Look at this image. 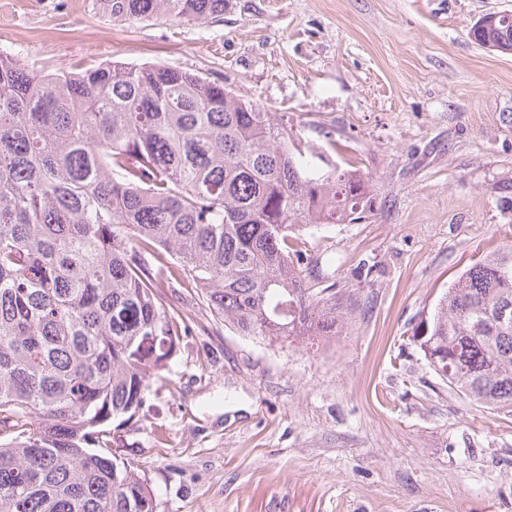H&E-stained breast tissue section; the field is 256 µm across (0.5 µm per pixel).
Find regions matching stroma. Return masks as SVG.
<instances>
[{
	"label": "stroma",
	"mask_w": 512,
	"mask_h": 512,
	"mask_svg": "<svg viewBox=\"0 0 512 512\" xmlns=\"http://www.w3.org/2000/svg\"><path fill=\"white\" fill-rule=\"evenodd\" d=\"M512 0H224L206 24L115 23L91 0H0V52L53 73L151 63L224 83L372 184V213L311 229L343 327L265 342L188 280L169 383L123 434L157 512H512V415L478 407L412 336L512 243V54L474 43Z\"/></svg>",
	"instance_id": "1"
}]
</instances>
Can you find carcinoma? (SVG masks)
Segmentation results:
<instances>
[{"mask_svg": "<svg viewBox=\"0 0 512 512\" xmlns=\"http://www.w3.org/2000/svg\"><path fill=\"white\" fill-rule=\"evenodd\" d=\"M114 22L209 23L224 0H93ZM512 51V14L470 30ZM271 112L195 73L113 61L45 75L0 53V512H154L117 457L189 334L159 298L192 279L239 336L336 335L303 232L373 208ZM449 386L512 413V246L469 268L412 336Z\"/></svg>", "mask_w": 512, "mask_h": 512, "instance_id": "1", "label": "carcinoma"}]
</instances>
